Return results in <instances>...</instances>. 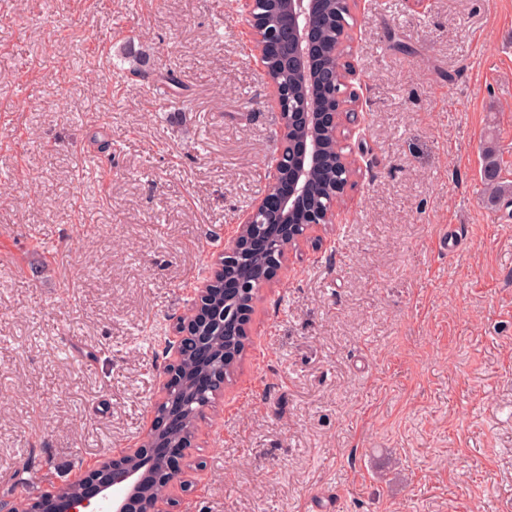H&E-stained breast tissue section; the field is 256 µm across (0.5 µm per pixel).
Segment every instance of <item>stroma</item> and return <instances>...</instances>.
Here are the masks:
<instances>
[{
    "label": "stroma",
    "mask_w": 512,
    "mask_h": 512,
    "mask_svg": "<svg viewBox=\"0 0 512 512\" xmlns=\"http://www.w3.org/2000/svg\"><path fill=\"white\" fill-rule=\"evenodd\" d=\"M348 59L364 177L262 287L169 512H512V0H364ZM277 135L235 0H0V502L140 441ZM484 184L487 185L488 202L498 203L501 198L512 194V185L499 181L498 160L492 146L485 150Z\"/></svg>",
    "instance_id": "35a3bbf8"
}]
</instances>
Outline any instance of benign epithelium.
I'll use <instances>...</instances> for the list:
<instances>
[{
  "label": "benign epithelium",
  "instance_id": "benign-epithelium-1",
  "mask_svg": "<svg viewBox=\"0 0 512 512\" xmlns=\"http://www.w3.org/2000/svg\"><path fill=\"white\" fill-rule=\"evenodd\" d=\"M245 6L252 36V51L262 63L267 83L279 109V139L274 157V169L269 171V186L257 198L238 225L232 241L225 246L202 273L195 289V298L185 312L177 318L175 336L166 348L174 362L161 371L153 416L150 418L145 437L119 457H105L88 474L75 482L71 491L57 486L35 499L11 506L5 512H165L161 503L167 499L168 490L177 474L180 462L168 459L155 460L154 445L169 438L165 427L172 397V386L187 382L181 371L183 359L191 347L207 351L209 337L201 329L209 325H224L231 316L239 333L248 336V315L257 300L253 283L233 279L227 270L238 256L255 240L257 224H287L288 235L282 239V254L300 249L308 243H323V237L315 231L335 223V215L323 216L309 212L302 224H288L297 201L307 192L310 174L321 162V152L326 141H334L343 129L356 125L359 118V96L336 92V77L344 75V82L356 76V70L345 54L336 49L332 53V70L312 72L307 65L310 53L319 46L321 27L315 13L317 0H287L282 25L278 30L266 28L255 10V0H240ZM286 58L295 68L302 82L301 95L288 99V87L277 78L271 62ZM336 170L342 172L344 181L336 187V193L346 194L362 179L363 173L352 156L336 155ZM224 282L229 295L249 297L248 306L217 311L209 306V297L218 282Z\"/></svg>",
  "mask_w": 512,
  "mask_h": 512
}]
</instances>
